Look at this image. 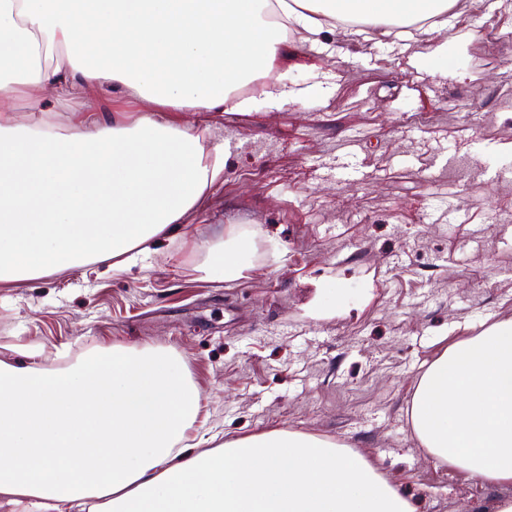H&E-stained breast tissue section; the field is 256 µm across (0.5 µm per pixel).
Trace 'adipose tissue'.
Here are the masks:
<instances>
[{"instance_id":"ef3b65f1","label":"adipose tissue","mask_w":512,"mask_h":512,"mask_svg":"<svg viewBox=\"0 0 512 512\" xmlns=\"http://www.w3.org/2000/svg\"><path fill=\"white\" fill-rule=\"evenodd\" d=\"M461 0H0V98L47 88L77 132L0 113V282L153 251L227 166L178 112H235L234 91L291 55L288 33L345 28L384 46L414 27L420 67L450 60ZM59 47L49 60L44 46ZM121 87L96 114L89 88ZM152 107L136 109L139 100ZM199 390L169 350L104 348L46 369L0 361V502L16 512H417L374 460L271 430L193 453ZM409 416L437 462L512 484V318L445 348Z\"/></svg>"}]
</instances>
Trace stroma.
Masks as SVG:
<instances>
[{
  "label": "stroma",
  "instance_id": "35a3bbf8",
  "mask_svg": "<svg viewBox=\"0 0 512 512\" xmlns=\"http://www.w3.org/2000/svg\"><path fill=\"white\" fill-rule=\"evenodd\" d=\"M489 22L512 33L496 0L459 16L471 39L445 73L412 67L405 40L341 61L338 29L296 43L298 105L177 113L208 126L209 150L234 141L223 178L134 266L0 283V361L25 347L46 368L64 349H171L199 387L196 451L215 433L311 434L373 458L419 512H490L512 485L433 462L408 415L446 346L483 313L512 317V180L487 170L488 152L512 148V60L488 45ZM351 136L360 186L335 174ZM234 233L249 243L238 277L208 263Z\"/></svg>",
  "mask_w": 512,
  "mask_h": 512
}]
</instances>
